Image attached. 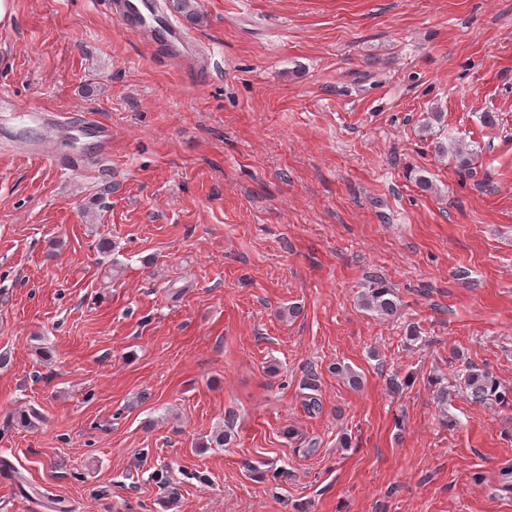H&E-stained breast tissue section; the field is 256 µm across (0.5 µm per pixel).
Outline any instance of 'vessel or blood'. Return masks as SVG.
<instances>
[{
  "mask_svg": "<svg viewBox=\"0 0 512 512\" xmlns=\"http://www.w3.org/2000/svg\"><path fill=\"white\" fill-rule=\"evenodd\" d=\"M116 18L129 31L148 35L152 41L165 47L178 59L195 64L200 59L212 57L213 48L198 46L184 28L165 12L160 0H113L111 4ZM75 132L95 137L99 142V158L112 152V128L87 117L75 124Z\"/></svg>",
  "mask_w": 512,
  "mask_h": 512,
  "instance_id": "1",
  "label": "vessel or blood"
}]
</instances>
